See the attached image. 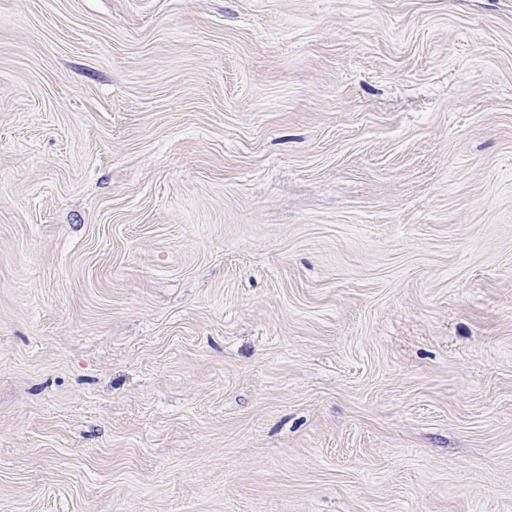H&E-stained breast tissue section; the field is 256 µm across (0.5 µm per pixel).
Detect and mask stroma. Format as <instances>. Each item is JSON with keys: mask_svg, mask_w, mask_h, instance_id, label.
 <instances>
[{"mask_svg": "<svg viewBox=\"0 0 512 512\" xmlns=\"http://www.w3.org/2000/svg\"><path fill=\"white\" fill-rule=\"evenodd\" d=\"M0 512H512V0H0Z\"/></svg>", "mask_w": 512, "mask_h": 512, "instance_id": "obj_1", "label": "stroma"}]
</instances>
